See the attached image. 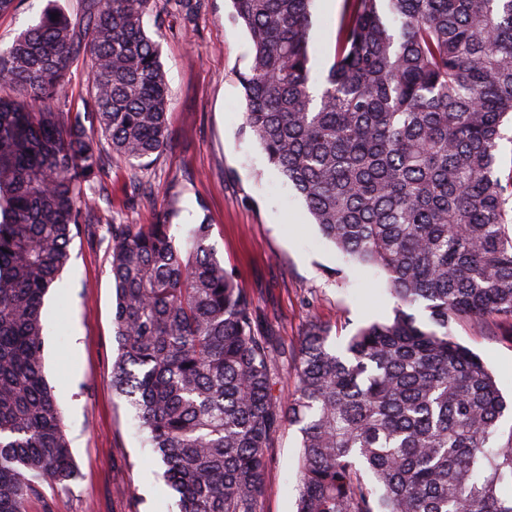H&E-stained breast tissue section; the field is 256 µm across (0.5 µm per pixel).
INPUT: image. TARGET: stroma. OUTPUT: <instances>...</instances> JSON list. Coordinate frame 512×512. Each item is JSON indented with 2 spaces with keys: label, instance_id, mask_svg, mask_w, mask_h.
<instances>
[{
  "label": "stroma",
  "instance_id": "stroma-1",
  "mask_svg": "<svg viewBox=\"0 0 512 512\" xmlns=\"http://www.w3.org/2000/svg\"><path fill=\"white\" fill-rule=\"evenodd\" d=\"M52 4L72 17L80 8V0H15L13 10L0 15V48ZM190 4L191 11L184 12L173 0H155L152 15L144 19L146 32L157 36L171 90L172 142L149 158L144 175L158 192L175 183L182 211L172 221L174 234L184 236L190 224L204 220L211 224L218 257L285 347H296L313 318L339 343L362 326L391 318L394 302L382 275L344 262L308 223L303 200L244 132L238 74L249 64L250 42L242 24L232 20L229 0ZM342 4L315 0L314 71L333 60ZM132 172L117 160L106 168L110 213L123 224L154 223L155 202L128 195ZM70 254L60 286L43 308L49 330L44 372L63 404L80 475L72 492L45 490L29 512H166L160 466L112 388L117 343L106 225H90L76 236ZM451 330L492 370L503 397L511 398L512 324L465 318ZM297 452L298 434L287 428L268 464L262 512H295Z\"/></svg>",
  "mask_w": 512,
  "mask_h": 512
}]
</instances>
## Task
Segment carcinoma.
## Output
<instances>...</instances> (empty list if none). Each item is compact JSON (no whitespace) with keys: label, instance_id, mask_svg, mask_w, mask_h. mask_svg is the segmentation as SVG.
<instances>
[{"label":"carcinoma","instance_id":"carcinoma-1","mask_svg":"<svg viewBox=\"0 0 512 512\" xmlns=\"http://www.w3.org/2000/svg\"><path fill=\"white\" fill-rule=\"evenodd\" d=\"M154 0L51 7L0 49V512L77 470L44 374L45 297L83 211L107 214L106 153L168 145ZM314 0H231L251 59L243 125L344 260L380 270L393 317L342 345L313 321L286 351L201 222L114 224L112 387L163 467L168 512H262L267 461L299 433L295 512H512V428L463 316L512 320V0H344L332 65L311 66ZM57 17H52V14ZM89 110L57 105L82 57ZM421 307L428 322L410 310ZM290 359L294 390L282 393Z\"/></svg>","mask_w":512,"mask_h":512}]
</instances>
